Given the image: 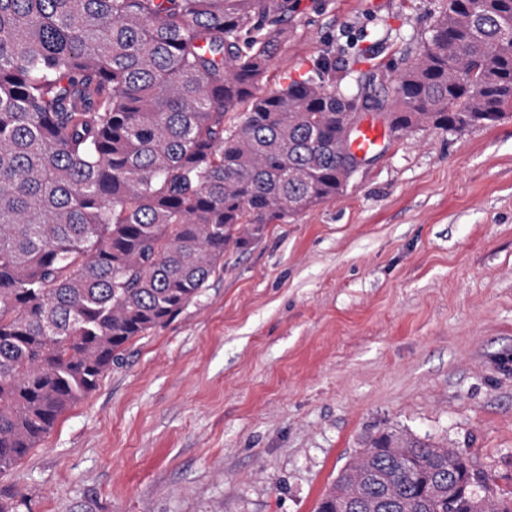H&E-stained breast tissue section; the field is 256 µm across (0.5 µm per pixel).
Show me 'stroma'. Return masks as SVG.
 Here are the masks:
<instances>
[{"instance_id":"1","label":"stroma","mask_w":512,"mask_h":512,"mask_svg":"<svg viewBox=\"0 0 512 512\" xmlns=\"http://www.w3.org/2000/svg\"><path fill=\"white\" fill-rule=\"evenodd\" d=\"M439 0H296L260 92L322 62L373 88ZM470 453L512 491V117L387 132L335 200L230 245L0 491L19 512H314L374 436Z\"/></svg>"}]
</instances>
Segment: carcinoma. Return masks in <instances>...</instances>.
Listing matches in <instances>:
<instances>
[{
	"label": "carcinoma",
	"instance_id": "1",
	"mask_svg": "<svg viewBox=\"0 0 512 512\" xmlns=\"http://www.w3.org/2000/svg\"><path fill=\"white\" fill-rule=\"evenodd\" d=\"M294 0H0V473L132 339L198 298L224 249L341 195L368 96L304 74L258 93ZM389 128L512 112V0H441ZM512 512L455 448L371 441L316 512Z\"/></svg>",
	"mask_w": 512,
	"mask_h": 512
}]
</instances>
